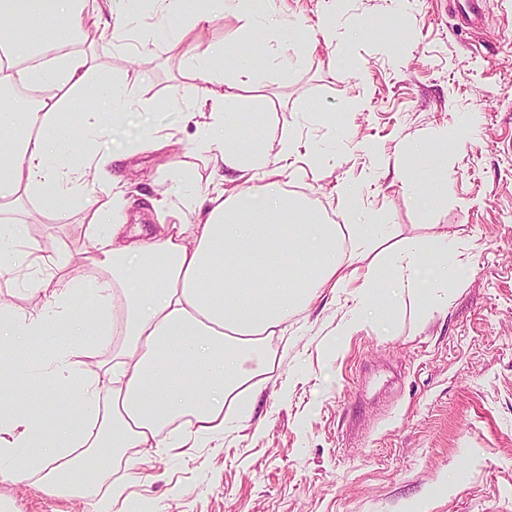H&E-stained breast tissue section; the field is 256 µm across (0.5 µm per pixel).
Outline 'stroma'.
<instances>
[{
	"label": "stroma",
	"mask_w": 512,
	"mask_h": 512,
	"mask_svg": "<svg viewBox=\"0 0 512 512\" xmlns=\"http://www.w3.org/2000/svg\"><path fill=\"white\" fill-rule=\"evenodd\" d=\"M242 24L229 6L194 31L227 83ZM128 26L154 37L150 57L138 59L132 39L85 43L89 85L131 82L136 102L87 139L122 155L127 221L149 233L150 199L181 209L184 183L211 189L213 164L193 150L184 114L194 82L154 4L135 6ZM314 40L293 62L279 31L257 36L260 70L236 89L245 133L273 150L289 136L311 146L312 166L283 174V188L322 223L384 225L375 268L392 267L403 239L430 240L444 224L464 274L425 269L419 299L400 300L385 325L355 321L349 290H323L250 362L238 395L252 413L226 423L220 443L101 460L102 480L69 499L2 482L13 512H89L130 469L149 481L128 484L112 512H512V0H489L479 29L460 26L448 0H342L330 36ZM148 129L175 134L180 147L142 150ZM425 149L446 155L448 203L436 209L413 189ZM343 183L356 193L346 208ZM0 219L46 253L66 251L69 277L90 287L103 278L85 258L93 219L81 205L46 214L26 198Z\"/></svg>",
	"instance_id": "35a3bbf8"
}]
</instances>
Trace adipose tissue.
<instances>
[{
	"label": "adipose tissue",
	"instance_id": "ef3b65f1",
	"mask_svg": "<svg viewBox=\"0 0 512 512\" xmlns=\"http://www.w3.org/2000/svg\"><path fill=\"white\" fill-rule=\"evenodd\" d=\"M132 2L0 0V50L9 59L0 67V88L65 90L37 102L24 136L13 134L16 113H0V206L34 197L50 213L79 200L96 217L87 259L109 272L86 288L68 277L61 256L36 242L19 251L16 226L0 225V267L31 272L27 292L39 302L29 311L0 303V345L11 343L14 351L13 358H0V379L23 376L18 355L30 343L58 339L63 348L44 381H76L82 403L78 418L51 426L22 410H0V482L32 478L52 498L83 493L85 462L100 449L161 447V428L177 419L192 417L197 433L222 434L224 407L246 375L242 349L262 347L316 288L354 287L361 304L388 316L396 293L418 295L422 284L425 244L416 238L398 249L392 279L359 268L378 237L375 225L355 226L350 254L337 256L335 225L319 223L278 182L294 146L281 141L271 154L235 132L236 95L215 90L212 54L196 45L184 52L183 66L202 97L185 119L196 128L197 148L212 153L222 170L210 193L151 235L116 221L120 195L87 178L92 162H107L106 145L67 157L75 135L98 119L81 109L90 57L77 50L47 66H28L45 42L36 33L17 47L9 20L49 16L60 44L91 22L121 41ZM230 175L245 189L225 191ZM44 267L51 275L38 277ZM113 338L111 360L86 371L85 358Z\"/></svg>",
	"mask_w": 512,
	"mask_h": 512
}]
</instances>
